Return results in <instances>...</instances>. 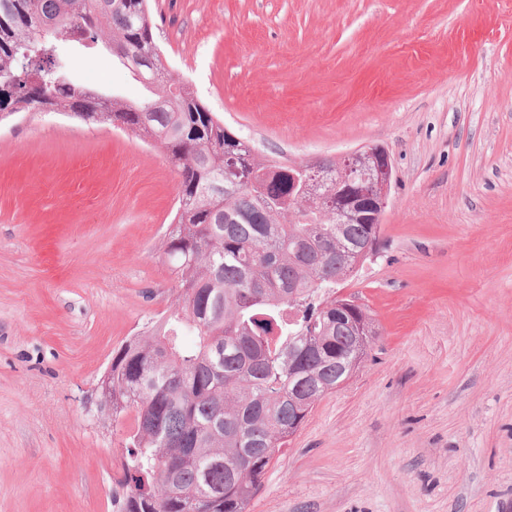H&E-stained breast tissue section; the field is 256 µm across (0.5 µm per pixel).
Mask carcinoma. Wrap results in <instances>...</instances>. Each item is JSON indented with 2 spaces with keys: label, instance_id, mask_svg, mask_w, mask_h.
Masks as SVG:
<instances>
[{
  "label": "carcinoma",
  "instance_id": "1",
  "mask_svg": "<svg viewBox=\"0 0 512 512\" xmlns=\"http://www.w3.org/2000/svg\"><path fill=\"white\" fill-rule=\"evenodd\" d=\"M154 31L148 0H0V121L55 113L165 149L180 178L163 240L177 303L112 352L100 381L112 420L134 413L117 512H248L276 450L366 353L358 318L336 322L337 293L378 244L384 212L339 223L328 201L345 159L298 164L325 179L294 186L288 160L235 139L166 70ZM101 37L148 89L143 103L67 76L58 40ZM390 183L373 170L365 186L377 197Z\"/></svg>",
  "mask_w": 512,
  "mask_h": 512
}]
</instances>
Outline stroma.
I'll use <instances>...</instances> for the list:
<instances>
[{"mask_svg": "<svg viewBox=\"0 0 512 512\" xmlns=\"http://www.w3.org/2000/svg\"><path fill=\"white\" fill-rule=\"evenodd\" d=\"M165 66L265 155L380 145L376 255L340 288L378 334L265 473L250 512H512V0H149ZM76 82L147 92L104 46ZM161 145L0 120V512H115L131 417L113 350L177 292Z\"/></svg>", "mask_w": 512, "mask_h": 512, "instance_id": "1", "label": "stroma"}]
</instances>
